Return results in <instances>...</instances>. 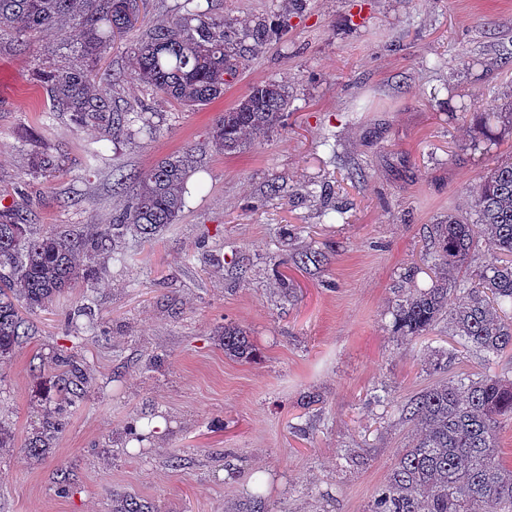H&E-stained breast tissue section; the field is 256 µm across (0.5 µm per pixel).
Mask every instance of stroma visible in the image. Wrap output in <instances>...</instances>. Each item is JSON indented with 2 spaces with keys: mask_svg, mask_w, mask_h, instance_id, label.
<instances>
[{
  "mask_svg": "<svg viewBox=\"0 0 512 512\" xmlns=\"http://www.w3.org/2000/svg\"><path fill=\"white\" fill-rule=\"evenodd\" d=\"M224 29L272 33L247 53L221 97L189 109L123 81L121 106L152 135L104 140L48 119L33 69L56 46L0 42V207L31 213L32 233L85 238L126 208L137 174L186 150L197 163L180 219L155 239L121 238L124 263L97 265L92 287L29 315L30 334L0 362V512H234L262 496L268 512H368L412 430L399 407L441 380L445 327L412 341L391 332L401 275L419 268L425 227L467 209L488 164L512 153V128L489 143L475 113L512 97V0H213ZM289 92L283 127L226 155L214 120L258 84ZM98 148L92 161L87 147ZM46 147L65 167L27 171ZM306 231L283 262L280 242ZM293 284L284 292L280 276ZM73 335L64 321L80 305ZM247 330L249 360L226 356L223 322ZM89 373L86 397L51 448L31 453L51 406L53 353ZM313 404H306V397ZM162 417L160 438L131 448L132 425ZM66 493H58L59 482Z\"/></svg>",
  "mask_w": 512,
  "mask_h": 512,
  "instance_id": "obj_1",
  "label": "stroma"
}]
</instances>
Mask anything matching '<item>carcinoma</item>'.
Returning <instances> with one entry per match:
<instances>
[{
	"mask_svg": "<svg viewBox=\"0 0 512 512\" xmlns=\"http://www.w3.org/2000/svg\"><path fill=\"white\" fill-rule=\"evenodd\" d=\"M143 0H0V40L31 45L52 31L65 53L50 55L35 73L51 110L69 115L77 127H94L112 138L140 118L117 106L112 82H96L98 66L112 41L135 28ZM131 76L186 107L204 106L224 94V76L239 57L224 31V18L183 0L167 23L142 31L130 47ZM288 92L276 83L252 88L209 130L226 154L282 127ZM195 163L187 150L135 176L136 193L114 224L74 242L55 232L34 236L27 211L0 208V360L28 334L32 314L69 289L90 280L93 267L81 256L124 262L115 243L129 229L146 239L174 224L185 204L186 179ZM61 156L48 149L28 154V172L54 177ZM475 223L456 212L429 225L422 261L431 285L409 288L392 306L393 334L411 341L448 322V335L464 352H477L487 365H500L512 352V158L497 161L471 190ZM246 330L224 324V353L251 359ZM57 411L47 417L43 440L62 431V414L89 384L84 369L65 356ZM399 419L417 433L403 449L370 512H512V468L500 459L499 436L512 420V374L485 372L443 379L412 396Z\"/></svg>",
	"mask_w": 512,
	"mask_h": 512,
	"instance_id": "obj_1",
	"label": "carcinoma"
}]
</instances>
